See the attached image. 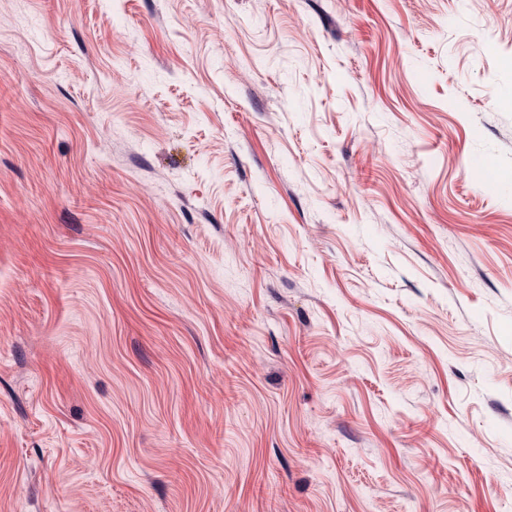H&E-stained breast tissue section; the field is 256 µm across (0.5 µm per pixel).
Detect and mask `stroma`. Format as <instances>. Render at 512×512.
<instances>
[{
  "label": "stroma",
  "instance_id": "1",
  "mask_svg": "<svg viewBox=\"0 0 512 512\" xmlns=\"http://www.w3.org/2000/svg\"><path fill=\"white\" fill-rule=\"evenodd\" d=\"M0 512H512V0H0Z\"/></svg>",
  "mask_w": 512,
  "mask_h": 512
}]
</instances>
